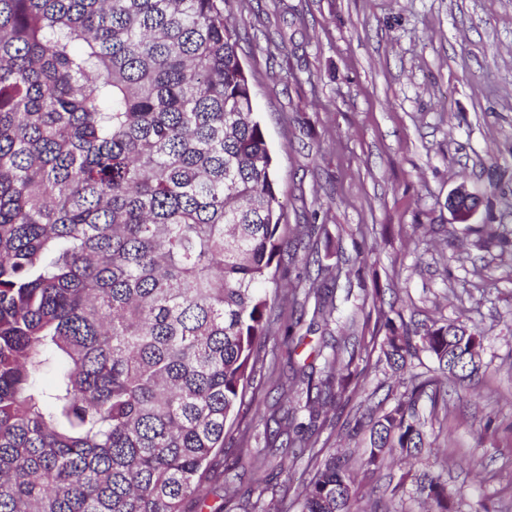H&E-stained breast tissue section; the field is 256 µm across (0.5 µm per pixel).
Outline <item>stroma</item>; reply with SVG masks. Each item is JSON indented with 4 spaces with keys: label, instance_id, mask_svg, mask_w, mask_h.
I'll list each match as a JSON object with an SVG mask.
<instances>
[{
    "label": "stroma",
    "instance_id": "1",
    "mask_svg": "<svg viewBox=\"0 0 512 512\" xmlns=\"http://www.w3.org/2000/svg\"><path fill=\"white\" fill-rule=\"evenodd\" d=\"M224 16L240 34L285 220L322 227L283 278L336 266L340 313L356 325L329 331L358 346L361 395L404 390L362 349L379 311L483 335L484 372L449 387L447 410L418 405L436 460L359 475L365 501L395 484L377 499L386 512H425L415 477L432 467L464 512L483 500L512 512V254L486 241L487 225L512 229V0H226ZM463 182L484 200L459 223L448 195ZM323 332L305 313L294 357L271 341L265 358L292 376L315 361ZM361 416L346 405L321 435L326 451L364 455L368 429L342 433Z\"/></svg>",
    "mask_w": 512,
    "mask_h": 512
}]
</instances>
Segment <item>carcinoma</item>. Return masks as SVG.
I'll list each match as a JSON object with an SVG mask.
<instances>
[{
    "mask_svg": "<svg viewBox=\"0 0 512 512\" xmlns=\"http://www.w3.org/2000/svg\"><path fill=\"white\" fill-rule=\"evenodd\" d=\"M283 216L224 0H0V512H204L216 476L233 486L227 428L277 310L302 294L336 322L330 266L279 297ZM383 327L409 386L369 413L372 472L431 451L417 405L440 386L413 359L460 385L484 367L464 322ZM339 350L322 341L304 404L263 417L309 449L302 489L237 429L261 512H357L349 459L316 449L327 406L355 394ZM418 489L456 512L439 474Z\"/></svg>",
    "mask_w": 512,
    "mask_h": 512,
    "instance_id": "carcinoma-1",
    "label": "carcinoma"
}]
</instances>
